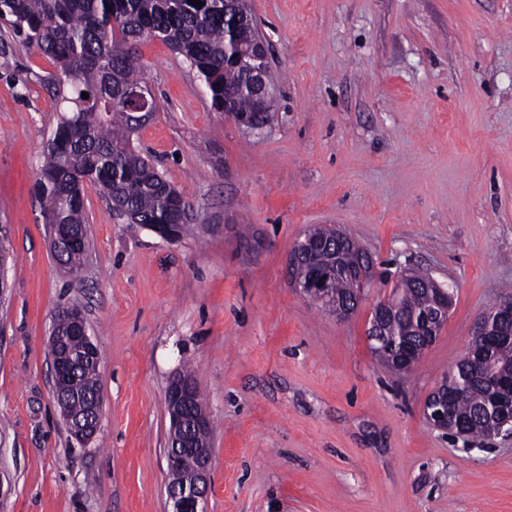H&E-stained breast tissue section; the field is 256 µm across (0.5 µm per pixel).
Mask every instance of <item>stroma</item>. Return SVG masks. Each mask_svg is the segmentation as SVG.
Returning a JSON list of instances; mask_svg holds the SVG:
<instances>
[{"instance_id":"35a3bbf8","label":"stroma","mask_w":512,"mask_h":512,"mask_svg":"<svg viewBox=\"0 0 512 512\" xmlns=\"http://www.w3.org/2000/svg\"><path fill=\"white\" fill-rule=\"evenodd\" d=\"M277 75L269 124L215 111L182 56L135 48L157 109L137 149L190 204L179 240L84 188L89 249L63 273L35 184L56 68L0 25V512H172L165 392L183 365L214 426L205 512H512V436L423 416L476 320L512 299V0H251ZM341 229L375 276L347 320L290 280L310 227ZM453 287L418 368L366 335L401 272ZM81 308L101 349L99 428L71 438L49 338Z\"/></svg>"}]
</instances>
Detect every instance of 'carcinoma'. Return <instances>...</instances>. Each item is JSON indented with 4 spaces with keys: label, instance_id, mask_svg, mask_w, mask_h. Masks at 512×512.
Wrapping results in <instances>:
<instances>
[{
    "label": "carcinoma",
    "instance_id": "cac0c4a2",
    "mask_svg": "<svg viewBox=\"0 0 512 512\" xmlns=\"http://www.w3.org/2000/svg\"><path fill=\"white\" fill-rule=\"evenodd\" d=\"M201 2L198 8L188 0H0V22L57 68L54 81L63 106L43 152L36 186L46 221L88 237L83 206L88 181L116 207L134 214L136 224L177 223L181 237L189 231V224L178 223L184 197L132 145L138 128L124 96L129 88L145 84L132 46L147 38L161 39L196 71L216 111H224L229 97L231 111L259 123L267 118L257 111L249 77L235 59L244 46L238 26L242 16L251 21V35L258 36L249 0H233L227 8L224 0ZM83 257L84 251L70 250L62 262L77 274ZM428 279L427 274L412 272L402 291L377 302L386 308V334L382 343L371 342L372 349L383 346L391 352L408 342L423 345L411 317L433 304L434 298L422 290ZM361 288V283L339 276L334 295L340 301ZM69 310L62 305L55 311L54 329L62 340L51 344V353L71 358L64 403L83 416L90 406H101L100 349L69 335ZM474 351L485 375L460 358L454 367L451 409L464 420L469 436L484 437L492 426L486 410L500 398L497 381L512 373V341L477 345Z\"/></svg>",
    "mask_w": 512,
    "mask_h": 512
}]
</instances>
